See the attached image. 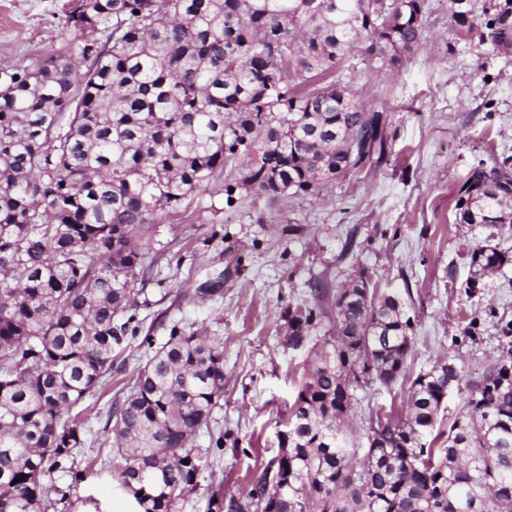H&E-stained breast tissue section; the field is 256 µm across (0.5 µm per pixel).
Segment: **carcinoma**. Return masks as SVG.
<instances>
[{
    "mask_svg": "<svg viewBox=\"0 0 512 512\" xmlns=\"http://www.w3.org/2000/svg\"><path fill=\"white\" fill-rule=\"evenodd\" d=\"M425 3L70 0L61 52L0 68V512L73 505L87 433L76 408L136 338L139 228L236 160L245 167L224 184L229 207L237 190L313 194L341 166L346 176L381 163L388 111L327 77L355 54L398 65L420 46ZM448 13V48L512 49V0H448ZM306 75L324 84L304 90ZM511 160L470 169L459 223L512 224V195L498 188ZM506 262L472 247L466 288ZM311 293L288 309V344L310 343L328 303L334 356L313 354L247 498L215 492L211 512H512V322L500 340L509 363L468 375L450 358L417 374L408 414L371 410L356 448L341 422L357 389L407 378L411 321L363 276ZM454 389L462 409L440 433L447 446L427 448ZM223 396L221 339L174 326L111 405L115 477L140 512H177L195 489L194 442ZM57 473L70 482L55 485Z\"/></svg>",
    "mask_w": 512,
    "mask_h": 512,
    "instance_id": "carcinoma-1",
    "label": "carcinoma"
}]
</instances>
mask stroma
<instances>
[{
  "instance_id": "35a3bbf8",
  "label": "stroma",
  "mask_w": 512,
  "mask_h": 512,
  "mask_svg": "<svg viewBox=\"0 0 512 512\" xmlns=\"http://www.w3.org/2000/svg\"><path fill=\"white\" fill-rule=\"evenodd\" d=\"M69 0H0V67L57 51L71 33ZM448 0H427L420 48L392 70L364 64L342 75L364 102L386 107L394 134L382 164L335 180L318 193L242 194L226 206L229 163L207 190L178 211L158 214L145 232L138 332L126 369L87 397L88 441L77 455L86 477L71 512H124L114 479L118 458L107 411L172 326L206 328L224 346V396L212 431L197 440L203 466L179 512H207L213 490L243 496L279 450L278 433L307 369L305 350L288 344V308L310 300L312 282L335 290L355 277L393 293L412 322V373L450 356L474 373L502 355L499 329L512 321V226L460 224L459 189L479 160L512 156V53L492 57L469 44L448 46ZM505 251L509 261L466 295V251ZM479 317L477 340L463 327ZM407 388L358 389L355 446L365 443L371 407L404 411Z\"/></svg>"
}]
</instances>
